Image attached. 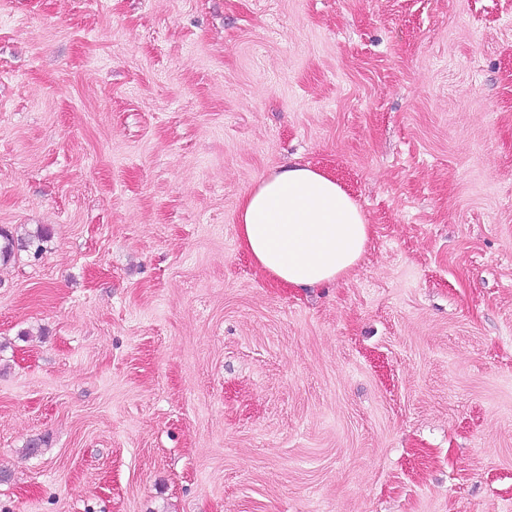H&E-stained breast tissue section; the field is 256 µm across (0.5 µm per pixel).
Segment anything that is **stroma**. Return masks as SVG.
Wrapping results in <instances>:
<instances>
[{"label": "stroma", "instance_id": "stroma-1", "mask_svg": "<svg viewBox=\"0 0 512 512\" xmlns=\"http://www.w3.org/2000/svg\"><path fill=\"white\" fill-rule=\"evenodd\" d=\"M291 163L372 226L320 288L237 238ZM39 226L0 512H512V0H0V228Z\"/></svg>", "mask_w": 512, "mask_h": 512}]
</instances>
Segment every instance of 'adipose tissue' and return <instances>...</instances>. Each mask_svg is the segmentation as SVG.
Returning <instances> with one entry per match:
<instances>
[{"label": "adipose tissue", "instance_id": "ef3b65f1", "mask_svg": "<svg viewBox=\"0 0 512 512\" xmlns=\"http://www.w3.org/2000/svg\"><path fill=\"white\" fill-rule=\"evenodd\" d=\"M371 226L335 177L294 164L264 177L242 200L241 248L277 282L316 288L348 276Z\"/></svg>", "mask_w": 512, "mask_h": 512}]
</instances>
